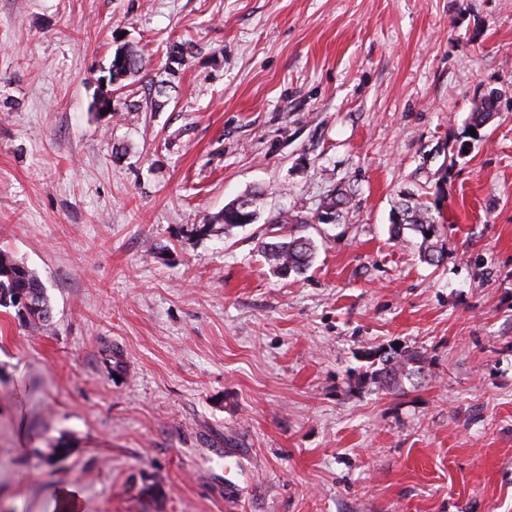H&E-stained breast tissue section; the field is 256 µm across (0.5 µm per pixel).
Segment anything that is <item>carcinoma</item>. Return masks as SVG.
Listing matches in <instances>:
<instances>
[{"instance_id": "1", "label": "carcinoma", "mask_w": 512, "mask_h": 512, "mask_svg": "<svg viewBox=\"0 0 512 512\" xmlns=\"http://www.w3.org/2000/svg\"><path fill=\"white\" fill-rule=\"evenodd\" d=\"M148 62L144 54L134 45H123L114 52L106 74L98 78L99 93L95 102L105 108L112 107V92L125 87L124 81L130 76L146 73ZM499 92L490 90L479 101L473 104L471 128L477 130L494 114ZM247 203L252 206L250 211H242L241 206L231 202L224 206V211L207 224L198 225V233L206 234L216 226L229 230L249 223V218L256 215V198ZM391 233L399 238L409 230L421 238L422 257L431 263L436 259V252L445 225L436 221L429 213L428 206L413 193L405 195L394 206L390 224ZM260 252L274 269L281 273L302 274L307 271L314 260L315 245L312 240L303 236H284L274 242H261ZM15 307L35 320L46 323L50 318V310L44 295V288L37 278L24 265L15 261L8 253L0 251V307Z\"/></svg>"}]
</instances>
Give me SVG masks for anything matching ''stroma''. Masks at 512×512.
Returning a JSON list of instances; mask_svg holds the SVG:
<instances>
[{
    "label": "stroma",
    "instance_id": "1",
    "mask_svg": "<svg viewBox=\"0 0 512 512\" xmlns=\"http://www.w3.org/2000/svg\"><path fill=\"white\" fill-rule=\"evenodd\" d=\"M184 40L164 108L94 110ZM0 250L51 309L0 307V512H512V0H0ZM121 57V61H118ZM148 69V62L144 54L134 45L124 44L117 48L114 52L109 67L97 80L99 83V93L97 94L94 105L100 103L105 108H111L109 114L112 115V92L131 86L130 84H123L130 76L139 74H146ZM118 86L114 88L113 86ZM499 98V92L495 89L490 90L479 101L473 104L471 113V128L478 130L494 114ZM390 228L392 235L397 238L404 234V230L420 237L421 253L426 262L431 263L437 258L436 252L445 225L433 218L428 206L416 194L408 193L396 203ZM426 232H430V236H426ZM253 198L246 199L245 202L249 203L250 206L254 209L250 211H242L241 206L238 205L235 207L236 202H231L225 205L224 211L214 217L213 221H210L207 224H199L196 229H198V233L206 234L208 232L214 231L217 225L222 226L219 229L229 230L235 227H243L242 224H252L256 218V197H260L259 195L253 194ZM255 215V218L252 216ZM251 217V220H247ZM260 252L278 273L286 271L285 275L291 272L302 274L311 267L315 245L309 238L292 235L288 237L285 234L278 241H262Z\"/></svg>",
    "mask_w": 512,
    "mask_h": 512
}]
</instances>
